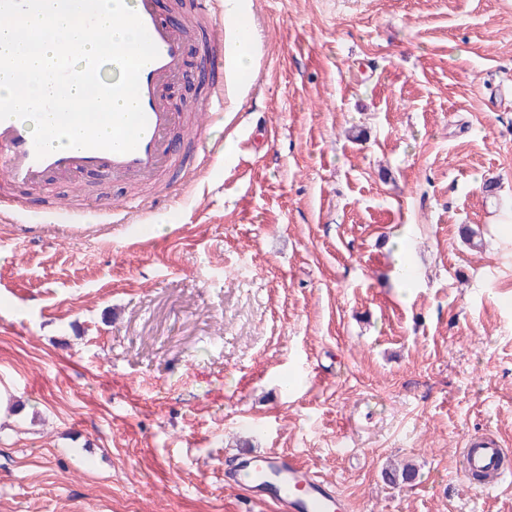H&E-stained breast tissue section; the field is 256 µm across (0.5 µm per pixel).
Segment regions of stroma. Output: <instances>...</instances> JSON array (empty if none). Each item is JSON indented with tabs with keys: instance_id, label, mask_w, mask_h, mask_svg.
Here are the masks:
<instances>
[{
	"instance_id": "obj_1",
	"label": "stroma",
	"mask_w": 512,
	"mask_h": 512,
	"mask_svg": "<svg viewBox=\"0 0 512 512\" xmlns=\"http://www.w3.org/2000/svg\"><path fill=\"white\" fill-rule=\"evenodd\" d=\"M205 151L145 224L0 222V512H277L296 453L349 512H512V0H247ZM411 465L415 478L390 484ZM504 445L494 437L471 435L462 448V472L468 480L484 476L482 485L489 489L500 485L507 477L504 468ZM245 476L248 490L272 500L280 512H346V500L291 452H266L240 458L228 479Z\"/></svg>"
}]
</instances>
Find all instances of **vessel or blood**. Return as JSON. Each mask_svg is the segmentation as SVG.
<instances>
[{
	"mask_svg": "<svg viewBox=\"0 0 512 512\" xmlns=\"http://www.w3.org/2000/svg\"><path fill=\"white\" fill-rule=\"evenodd\" d=\"M141 18L158 56L146 64L139 77L140 102L147 125L135 150L115 153L100 149L68 148L37 157L30 128L8 118L0 120V221L8 224H34L23 195L50 179L68 180L91 171L100 179L126 185L157 181L164 173L176 172L170 191L178 193L183 179L193 172L172 146L171 134L180 117L170 106L167 93L177 84L185 64L190 26L176 27L163 18L157 0H125ZM214 0H196L200 17L209 19L210 28L199 44L201 59L212 73V90L198 106L199 112L220 117L224 112V69L229 58V41L221 19L212 15ZM166 202L158 195L148 200L130 199L124 211L101 199H94L88 210L70 211L59 203L53 217L59 224H95L105 216H121L123 223L159 209ZM504 445L487 435L469 436L462 450V472L466 478L483 476L484 488L500 485L507 477ZM245 478L248 489L261 501H273L279 512H347L346 500L317 473L308 469L291 452H267L240 458L230 480Z\"/></svg>",
	"mask_w": 512,
	"mask_h": 512,
	"instance_id": "1",
	"label": "vessel or blood"
}]
</instances>
